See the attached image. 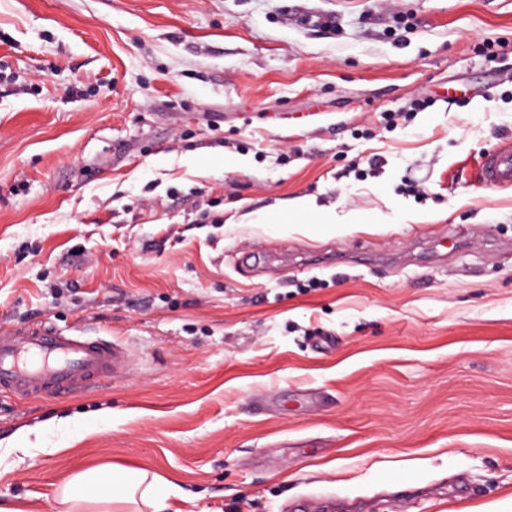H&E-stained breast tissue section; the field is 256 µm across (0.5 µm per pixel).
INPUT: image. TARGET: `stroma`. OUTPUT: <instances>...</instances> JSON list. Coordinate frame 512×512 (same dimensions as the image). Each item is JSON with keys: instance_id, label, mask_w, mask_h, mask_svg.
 Returning <instances> with one entry per match:
<instances>
[{"instance_id": "obj_1", "label": "stroma", "mask_w": 512, "mask_h": 512, "mask_svg": "<svg viewBox=\"0 0 512 512\" xmlns=\"http://www.w3.org/2000/svg\"><path fill=\"white\" fill-rule=\"evenodd\" d=\"M0 70V331L128 355L0 393L1 501L113 465L167 512H512V188L473 179L512 0H0ZM303 196L389 221L256 223Z\"/></svg>"}]
</instances>
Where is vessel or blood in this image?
<instances>
[{"instance_id": "1", "label": "vessel or blood", "mask_w": 512, "mask_h": 512, "mask_svg": "<svg viewBox=\"0 0 512 512\" xmlns=\"http://www.w3.org/2000/svg\"><path fill=\"white\" fill-rule=\"evenodd\" d=\"M490 188L512 185V145L485 154L478 168ZM121 355L111 342L42 323L0 332V392L61 399L113 377Z\"/></svg>"}]
</instances>
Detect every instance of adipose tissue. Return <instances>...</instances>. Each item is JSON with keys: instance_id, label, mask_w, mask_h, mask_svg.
I'll return each instance as SVG.
<instances>
[{"instance_id": "adipose-tissue-1", "label": "adipose tissue", "mask_w": 512, "mask_h": 512, "mask_svg": "<svg viewBox=\"0 0 512 512\" xmlns=\"http://www.w3.org/2000/svg\"><path fill=\"white\" fill-rule=\"evenodd\" d=\"M311 199L300 197L287 208L267 211L262 221L307 233L333 235L380 223L375 214L359 211L337 217L326 212L319 223H308ZM178 484L140 467L101 466L77 472L55 492L57 512H165L170 496L180 495Z\"/></svg>"}]
</instances>
